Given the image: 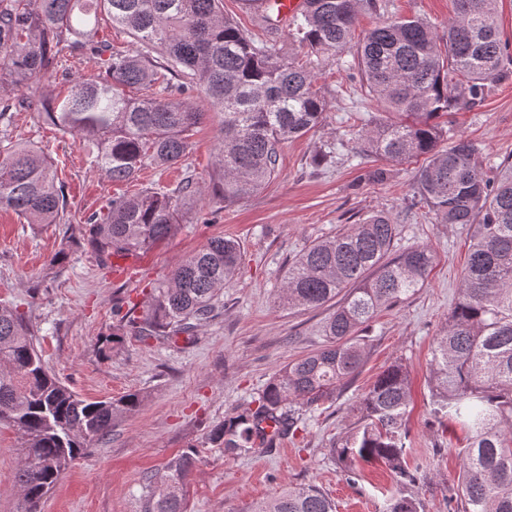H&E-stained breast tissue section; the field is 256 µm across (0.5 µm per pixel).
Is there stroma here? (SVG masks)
<instances>
[{
	"label": "stroma",
	"mask_w": 512,
	"mask_h": 512,
	"mask_svg": "<svg viewBox=\"0 0 512 512\" xmlns=\"http://www.w3.org/2000/svg\"><path fill=\"white\" fill-rule=\"evenodd\" d=\"M383 12L362 10L357 31L398 17L418 16L445 32L452 0H386ZM224 14L253 38L299 59H312L316 84L329 101L321 126L285 142L278 177L254 196L224 204L212 190L220 114L208 113L196 128L187 155L168 168L145 167L135 184L115 183L93 170L82 142L61 134L41 114L38 99L14 112L12 141L40 148L54 162L69 201L60 224L32 226L0 211V306L23 314L42 358L64 384L87 400L117 398L129 391L141 407L120 416L90 453L73 462L37 512H140L145 475H163L168 462L191 446L200 461L185 488L187 512H251L288 487L313 485L336 503V512H383L393 487L383 464L359 463L346 480L329 448L356 424L358 403L382 371L403 360L409 373L408 463L430 470V485L415 489L425 512L456 508L466 440L460 426L440 425L432 411V349L458 297L470 234L438 223L426 205H412L420 160L352 156L365 124L382 116L369 102L359 109L361 76L345 70L349 53L310 58L308 47L289 39L287 28L267 31L257 10L243 0H223ZM447 136H463L482 149L488 169L512 157V77L498 82L476 106L440 117ZM336 152L334 166L319 164L321 151ZM382 168L384 182L365 179ZM193 174L200 189L183 207L177 232L122 269H104L74 233L129 187L173 186ZM386 212L398 226L395 250L425 245L435 263L413 296L382 308L360 331L365 354L358 371L338 386L333 399L304 409L294 435L271 451L237 460L204 447L210 428L226 415L254 408L270 379L289 361L326 344L323 327L336 309H288L276 302L289 263L312 241ZM239 241L237 277L220 295L218 313L196 335L177 342L113 336L116 309L143 312L155 287L207 240ZM60 264H52L55 254ZM22 437L0 424V512H25L16 475Z\"/></svg>",
	"instance_id": "stroma-1"
}]
</instances>
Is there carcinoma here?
I'll return each mask as SVG.
<instances>
[{
    "mask_svg": "<svg viewBox=\"0 0 512 512\" xmlns=\"http://www.w3.org/2000/svg\"><path fill=\"white\" fill-rule=\"evenodd\" d=\"M221 0H0V82L22 92L41 88L65 53L87 52L103 73L52 86L44 112L57 130L87 143L101 176L131 183L146 166L181 161L204 112L185 98L189 88L223 115L218 181L229 204L261 191L278 175L281 145L319 127L327 100L315 73L274 47L258 44L224 16ZM292 35L316 54L350 50L365 95L385 117L356 137V157L407 162L424 157L413 197L441 224L467 227L472 240L458 302L434 347L430 380L433 413L462 424V512H512V161L487 177L481 148L463 136L442 148L434 119L476 105L512 75V54L497 26L498 0H453L448 29L439 34L423 19L401 18L351 35L363 5L378 0H305ZM103 10L140 47L115 50L94 42L90 17ZM136 90L132 96L127 90ZM198 193L191 175L175 188H145L112 198L106 213L79 226L105 268L137 256L177 231L180 208ZM32 225L60 224L67 211L63 185L43 151L0 137V210ZM397 225L383 211L363 223L308 245L289 265L278 303L318 309L345 294L326 321L319 350L287 364L258 396V406L213 426L206 443L231 458L265 453L294 433L301 407L336 393L360 367L358 332L383 307L417 292L434 261L430 248L392 253ZM241 247L217 236L181 261L154 289L147 310L120 326L124 336L173 340L194 335L215 316L224 286L237 275ZM410 401L406 365L384 370L359 401L357 425L330 448L344 475L360 462L379 461L396 491L386 512H422L411 489L428 483L426 470L406 462ZM129 392L88 401L45 366L20 313L0 308V422L23 438L17 483L29 508L122 414L141 406ZM199 461L192 447L174 458L161 482L143 480V512H186L185 485ZM253 512H336L319 488L294 487Z\"/></svg>",
    "mask_w": 512,
    "mask_h": 512,
    "instance_id": "1",
    "label": "carcinoma"
}]
</instances>
